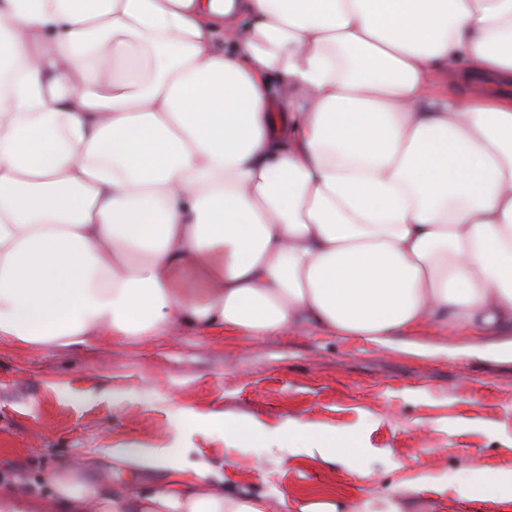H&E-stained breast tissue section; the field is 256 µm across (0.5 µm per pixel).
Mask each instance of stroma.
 I'll return each instance as SVG.
<instances>
[{"mask_svg": "<svg viewBox=\"0 0 512 512\" xmlns=\"http://www.w3.org/2000/svg\"><path fill=\"white\" fill-rule=\"evenodd\" d=\"M415 352L302 326L274 334L203 331L102 336L53 350L0 343V478L47 497L49 475L78 458L104 484L147 489L166 472L130 473L109 451L168 444L206 464L199 479L253 494L335 495L345 512H372L366 494L402 512H512V359L495 347L512 330L472 336L432 326ZM274 428L287 420L352 437L340 457L279 463L262 440L225 447L217 419ZM236 459L225 474V457Z\"/></svg>", "mask_w": 512, "mask_h": 512, "instance_id": "obj_1", "label": "stroma"}]
</instances>
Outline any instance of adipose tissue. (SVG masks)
I'll use <instances>...</instances> for the list:
<instances>
[{
	"mask_svg": "<svg viewBox=\"0 0 512 512\" xmlns=\"http://www.w3.org/2000/svg\"><path fill=\"white\" fill-rule=\"evenodd\" d=\"M512 0H0V342L512 325ZM280 461L347 438L289 420ZM50 475L62 512H337Z\"/></svg>",
	"mask_w": 512,
	"mask_h": 512,
	"instance_id": "ef3b65f1",
	"label": "adipose tissue"
}]
</instances>
